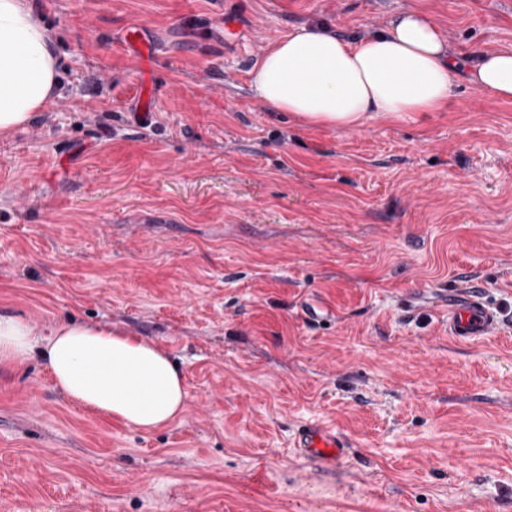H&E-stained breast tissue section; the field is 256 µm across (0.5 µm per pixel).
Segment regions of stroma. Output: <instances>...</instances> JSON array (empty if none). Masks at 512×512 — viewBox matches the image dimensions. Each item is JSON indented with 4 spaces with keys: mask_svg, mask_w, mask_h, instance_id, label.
<instances>
[{
    "mask_svg": "<svg viewBox=\"0 0 512 512\" xmlns=\"http://www.w3.org/2000/svg\"><path fill=\"white\" fill-rule=\"evenodd\" d=\"M32 4L61 90L0 137V310L151 341L188 399L142 433L40 359L0 365V512H512V102L462 75L440 111L342 130L252 89L302 25L356 39L412 8L493 48L512 0ZM459 289L504 314L481 342L448 334ZM316 418L343 463L291 448Z\"/></svg>",
    "mask_w": 512,
    "mask_h": 512,
    "instance_id": "stroma-1",
    "label": "stroma"
}]
</instances>
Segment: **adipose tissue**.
<instances>
[{
	"label": "adipose tissue",
	"instance_id": "obj_1",
	"mask_svg": "<svg viewBox=\"0 0 512 512\" xmlns=\"http://www.w3.org/2000/svg\"><path fill=\"white\" fill-rule=\"evenodd\" d=\"M460 66L432 17L407 9L358 40L318 23L294 30L260 58L253 90L301 124L352 129L374 117L441 110ZM465 66L474 88L512 101V45L478 51ZM58 87L57 51L30 0H0V136L29 123ZM35 354L72 403L131 429L167 426L186 407L183 377L157 345L75 319L41 335L22 316L0 312V362Z\"/></svg>",
	"mask_w": 512,
	"mask_h": 512
}]
</instances>
